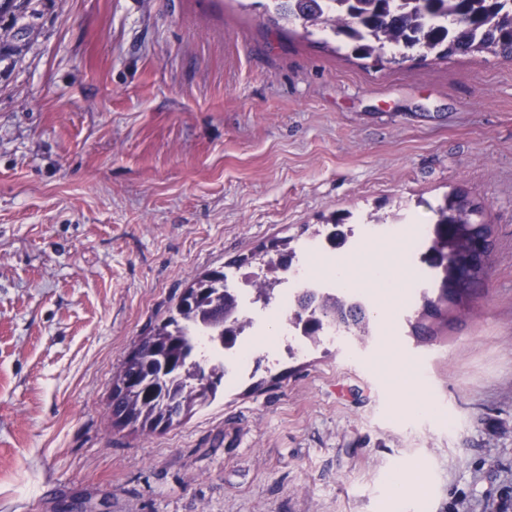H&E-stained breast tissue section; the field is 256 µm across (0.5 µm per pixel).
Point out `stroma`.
I'll return each instance as SVG.
<instances>
[{
	"label": "stroma",
	"instance_id": "stroma-1",
	"mask_svg": "<svg viewBox=\"0 0 512 512\" xmlns=\"http://www.w3.org/2000/svg\"><path fill=\"white\" fill-rule=\"evenodd\" d=\"M265 3L0 16V512H512V60L380 67ZM454 188L492 264L432 341L378 294L380 335L113 428V370L194 276L337 212L428 223ZM405 246L344 259L404 282Z\"/></svg>",
	"mask_w": 512,
	"mask_h": 512
}]
</instances>
